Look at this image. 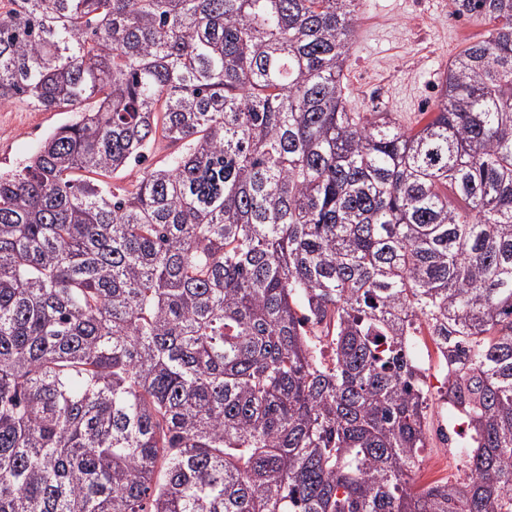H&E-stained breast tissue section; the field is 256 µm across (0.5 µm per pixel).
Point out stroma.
Masks as SVG:
<instances>
[{
	"instance_id": "obj_1",
	"label": "stroma",
	"mask_w": 512,
	"mask_h": 512,
	"mask_svg": "<svg viewBox=\"0 0 512 512\" xmlns=\"http://www.w3.org/2000/svg\"><path fill=\"white\" fill-rule=\"evenodd\" d=\"M356 40L344 69L348 111L390 112L416 127L432 111L437 85L451 61L490 30L489 22L452 18L448 0H361ZM69 113L35 108L23 100L0 105V169L24 162ZM428 446L423 458L447 453L449 479L462 477L456 451H444L436 432L439 388H429Z\"/></svg>"
}]
</instances>
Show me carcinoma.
<instances>
[{
    "instance_id": "obj_1",
    "label": "carcinoma",
    "mask_w": 512,
    "mask_h": 512,
    "mask_svg": "<svg viewBox=\"0 0 512 512\" xmlns=\"http://www.w3.org/2000/svg\"><path fill=\"white\" fill-rule=\"evenodd\" d=\"M7 4L0 104L73 117L0 172V512H512V0L416 129L346 110L360 0ZM428 389V397H429V409L427 410L426 415V431L428 436V448H424V451L422 452V460L423 462H427L428 458L431 457H438L440 462V473H438V478L440 479H447L455 480L457 478H462L463 472H462V462L460 457L457 456L456 449L450 448L447 446H444L442 444V441L440 437L438 436L436 432V424L438 420V406L440 402L441 392H444L443 389L430 387ZM443 448H448V461H449V468L442 462L443 455H440L439 453L442 452ZM423 463V464H424ZM446 468V469H445ZM446 470V471H445ZM448 481V479H447ZM452 482L448 481V484H451ZM449 401H443V409L446 413V423L447 425H443L445 433L451 439L455 437L457 440V448H466L469 444V436L467 433V428L464 422H462L458 416H456L451 408L449 407ZM448 426V433H447Z\"/></svg>"
}]
</instances>
